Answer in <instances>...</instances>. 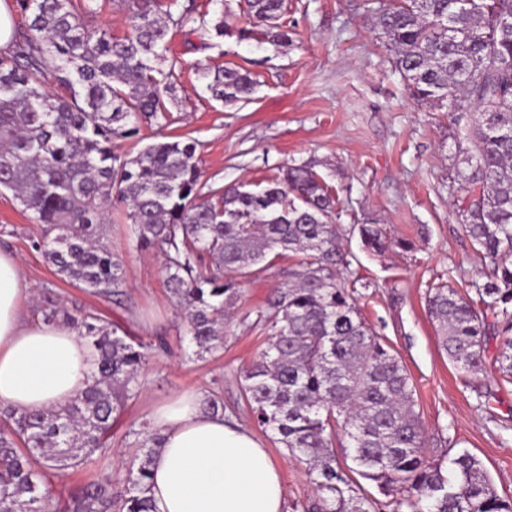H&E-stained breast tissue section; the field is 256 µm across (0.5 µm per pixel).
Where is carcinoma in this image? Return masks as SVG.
Listing matches in <instances>:
<instances>
[{"label":"carcinoma","instance_id":"1","mask_svg":"<svg viewBox=\"0 0 512 512\" xmlns=\"http://www.w3.org/2000/svg\"><path fill=\"white\" fill-rule=\"evenodd\" d=\"M94 0H16L24 18L0 52V189L12 192L44 226L32 242L63 279L122 301L123 263L103 242L102 205L127 206L141 247L164 257L167 283L186 312L201 358L224 345V309L238 279L296 258L269 310L257 314L269 342L244 373V398L258 424L308 466L316 499L307 512H376L378 500L351 474L392 498L393 512H512L482 461L468 451L448 478L427 457L414 388L383 336L366 325L348 280L356 256L336 223L340 200L308 163L293 164L259 190L241 185L203 191L197 144L160 141L127 158L112 138H134L142 120L169 121L177 60L168 59L170 26L187 14H156L155 0H121L129 32L88 28ZM375 28L395 71L418 104L448 107L466 171L457 172L459 223L491 270L473 294L446 283L426 296L441 347L464 375L484 371L499 336V370L512 379V0H369ZM252 23L271 42L284 0H246ZM224 17L200 20L201 36L222 37ZM65 89L47 90L46 74ZM224 104L253 87L233 67L199 69ZM362 249L413 248L380 224H360ZM44 321L67 325L90 346L86 388L42 413L0 411V512H41V487L58 470L81 471L106 454L114 414L142 388L148 347L119 327L61 306ZM139 454L116 480L92 478L63 512H151L149 469L161 435L133 429ZM353 466L345 468L337 454ZM122 485L114 494V483Z\"/></svg>","mask_w":512,"mask_h":512}]
</instances>
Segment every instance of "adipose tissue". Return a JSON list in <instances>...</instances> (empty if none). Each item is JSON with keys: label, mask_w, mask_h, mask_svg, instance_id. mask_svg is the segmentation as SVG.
<instances>
[{"label": "adipose tissue", "mask_w": 512, "mask_h": 512, "mask_svg": "<svg viewBox=\"0 0 512 512\" xmlns=\"http://www.w3.org/2000/svg\"><path fill=\"white\" fill-rule=\"evenodd\" d=\"M25 293L19 258L0 251V407L45 412L86 387L90 354L74 329L33 320ZM152 420L164 437L150 466L153 512H288L277 466L243 425L195 394Z\"/></svg>", "instance_id": "adipose-tissue-1"}]
</instances>
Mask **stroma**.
Returning <instances> with one entry per match:
<instances>
[{
    "instance_id": "1",
    "label": "stroma",
    "mask_w": 512,
    "mask_h": 512,
    "mask_svg": "<svg viewBox=\"0 0 512 512\" xmlns=\"http://www.w3.org/2000/svg\"><path fill=\"white\" fill-rule=\"evenodd\" d=\"M157 9L187 11L195 19L221 14L233 33L205 42L188 28L172 29L168 56L178 60L180 71L169 120L142 123L138 137L114 139V151L133 156L155 141L192 138L202 180L213 188L241 183L257 190L279 169L308 162L340 198L343 228L382 224L391 236L410 240L411 251L373 256L360 251L357 236L349 237L348 247L357 253L351 270L362 281L357 304L410 376L430 460L447 470L452 455L469 451L482 460L499 495L512 497V383L491 365L460 377L425 311L431 285L445 282L463 292L483 282L486 270L455 214L452 182L460 158L446 110L409 98L391 71L365 0H285L281 23L289 40L279 46L260 27L250 39L237 37V30L250 26L244 0H158ZM201 66L245 69L254 87L241 102L223 105L204 90ZM126 213L117 201L103 213L106 240L125 270L118 304L61 279L32 247L42 225L11 192L0 193V249L21 260L24 284L35 294L32 317L61 303L75 315L98 314L152 348L139 397L116 416L110 449L94 456L89 473L124 468L138 453L131 427L151 421L159 404L195 391L223 400L225 416L267 448L290 512H300L316 497L307 468L255 421L241 377L267 346L256 317L287 279L293 259L280 257L258 277L242 279L224 322L223 347L200 359L185 313L166 285L162 255L136 245Z\"/></svg>"
}]
</instances>
